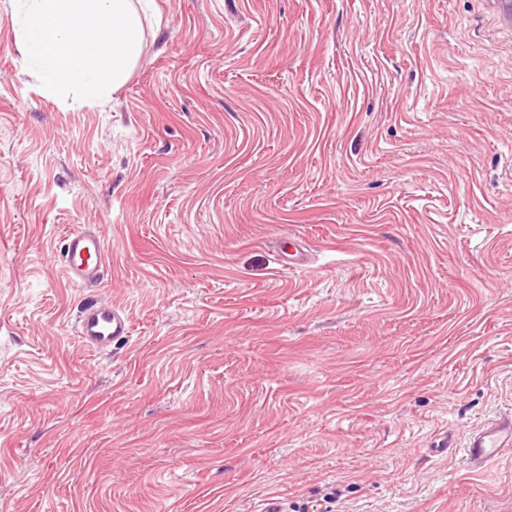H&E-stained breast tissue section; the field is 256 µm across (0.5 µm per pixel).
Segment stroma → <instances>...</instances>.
<instances>
[{"instance_id":"35a3bbf8","label":"stroma","mask_w":512,"mask_h":512,"mask_svg":"<svg viewBox=\"0 0 512 512\" xmlns=\"http://www.w3.org/2000/svg\"><path fill=\"white\" fill-rule=\"evenodd\" d=\"M157 6L79 107L0 0V512H512V449L464 454L512 415L500 0ZM97 300L131 322L105 353L75 334ZM63 269L69 282L81 286L102 281L105 241L95 233L75 231L63 243ZM305 257L303 247L297 238L288 237L287 240L283 241L280 248L282 266L288 268L304 265ZM512 447V418L493 422L475 433L465 454L473 469H482L505 448Z\"/></svg>"}]
</instances>
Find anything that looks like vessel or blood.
<instances>
[{"label": "vessel or blood", "mask_w": 512, "mask_h": 512, "mask_svg": "<svg viewBox=\"0 0 512 512\" xmlns=\"http://www.w3.org/2000/svg\"><path fill=\"white\" fill-rule=\"evenodd\" d=\"M105 241L95 233L75 231L63 243V269L69 282L89 286L102 281ZM76 334L87 347L104 351L130 334L128 315L115 305L93 303L76 318ZM512 447V418L493 422L475 433L465 450L470 466L482 469Z\"/></svg>", "instance_id": "vessel-or-blood-1"}]
</instances>
